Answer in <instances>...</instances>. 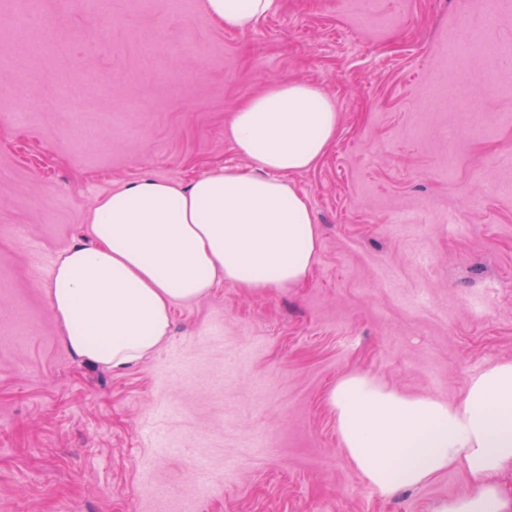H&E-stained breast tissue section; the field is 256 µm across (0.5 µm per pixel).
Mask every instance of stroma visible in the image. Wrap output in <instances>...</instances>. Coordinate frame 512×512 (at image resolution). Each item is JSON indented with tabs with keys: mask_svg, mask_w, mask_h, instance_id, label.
Returning a JSON list of instances; mask_svg holds the SVG:
<instances>
[{
	"mask_svg": "<svg viewBox=\"0 0 512 512\" xmlns=\"http://www.w3.org/2000/svg\"><path fill=\"white\" fill-rule=\"evenodd\" d=\"M203 2L43 0L33 39L6 48L0 512H430L466 473L380 497L327 394L363 371L453 404L512 360V0H281L237 31ZM46 26L67 33L52 50ZM277 79L321 86L341 117L292 177L320 231L308 283L220 285L176 303L150 358L84 363L47 287L89 243L93 201L142 177L250 171L224 129Z\"/></svg>",
	"mask_w": 512,
	"mask_h": 512,
	"instance_id": "stroma-1",
	"label": "stroma"
}]
</instances>
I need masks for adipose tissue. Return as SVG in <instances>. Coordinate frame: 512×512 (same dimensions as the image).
Returning a JSON list of instances; mask_svg holds the SVG:
<instances>
[{
	"mask_svg": "<svg viewBox=\"0 0 512 512\" xmlns=\"http://www.w3.org/2000/svg\"><path fill=\"white\" fill-rule=\"evenodd\" d=\"M277 7L278 0H204L207 15L229 31ZM339 121L318 85L273 81L224 129L256 171L224 167L186 187L145 177L97 199L87 217L90 243L65 251L48 285L68 350L122 370L156 351L175 302L221 282L250 293L305 284L318 228L291 177L323 158ZM329 404L343 448L379 496L458 467L467 489L432 512H512V494L499 482L512 472V361L472 377L455 405L402 394L358 371L338 380Z\"/></svg>",
	"mask_w": 512,
	"mask_h": 512,
	"instance_id": "ef3b65f1",
	"label": "adipose tissue"
}]
</instances>
